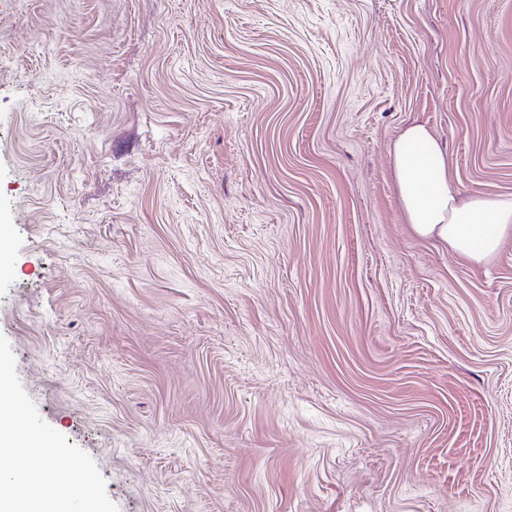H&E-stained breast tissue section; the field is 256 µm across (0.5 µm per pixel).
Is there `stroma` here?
Returning <instances> with one entry per match:
<instances>
[{
	"instance_id": "obj_1",
	"label": "stroma",
	"mask_w": 512,
	"mask_h": 512,
	"mask_svg": "<svg viewBox=\"0 0 512 512\" xmlns=\"http://www.w3.org/2000/svg\"><path fill=\"white\" fill-rule=\"evenodd\" d=\"M512 0H0V335L119 512H512ZM390 155L405 221L416 236L471 262L496 257L512 235V195L459 198L448 179V149L418 122L403 129Z\"/></svg>"
}]
</instances>
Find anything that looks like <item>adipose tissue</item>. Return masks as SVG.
I'll return each instance as SVG.
<instances>
[{
	"instance_id": "obj_1",
	"label": "adipose tissue",
	"mask_w": 512,
	"mask_h": 512,
	"mask_svg": "<svg viewBox=\"0 0 512 512\" xmlns=\"http://www.w3.org/2000/svg\"><path fill=\"white\" fill-rule=\"evenodd\" d=\"M390 155L405 221L416 236L471 262L496 257L512 235V195L459 198L448 179L447 148L418 122L403 129Z\"/></svg>"
}]
</instances>
